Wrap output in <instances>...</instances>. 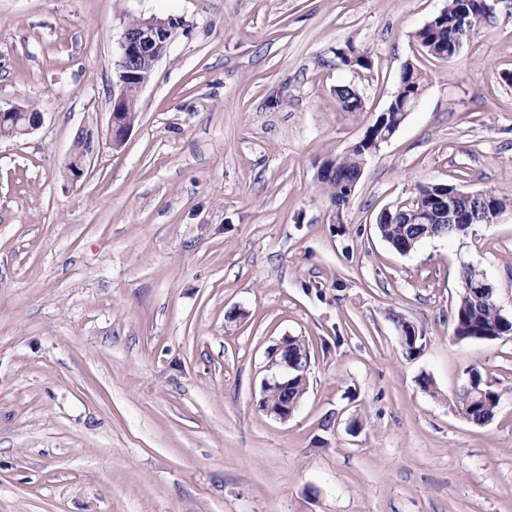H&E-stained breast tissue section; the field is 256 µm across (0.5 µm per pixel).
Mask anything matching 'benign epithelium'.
<instances>
[{
    "instance_id": "benign-epithelium-1",
    "label": "benign epithelium",
    "mask_w": 512,
    "mask_h": 512,
    "mask_svg": "<svg viewBox=\"0 0 512 512\" xmlns=\"http://www.w3.org/2000/svg\"><path fill=\"white\" fill-rule=\"evenodd\" d=\"M178 22L173 17L156 14L141 15L135 18V24L124 27L118 42L119 80L112 94V108L107 135L112 146L121 147L130 131L122 118V113L130 107L131 95H139L150 81L151 71L162 59L168 48L171 36ZM43 122V113H32L28 107L13 105L0 106V136L4 138L25 137L38 129ZM95 144L80 154L69 153L66 164L67 177L79 181L85 174L88 163L99 148V134L92 133ZM288 339H283L271 356V364L281 368V374L265 385H288V370L300 367L309 369V365H300L293 352L289 350Z\"/></svg>"
}]
</instances>
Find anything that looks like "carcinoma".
Listing matches in <instances>:
<instances>
[{"label":"carcinoma","mask_w":512,"mask_h":512,"mask_svg":"<svg viewBox=\"0 0 512 512\" xmlns=\"http://www.w3.org/2000/svg\"><path fill=\"white\" fill-rule=\"evenodd\" d=\"M497 13L489 8V0H448L447 6L414 33L415 41L430 55L454 57L461 49L464 39L478 28L495 21ZM341 61L356 69L372 67L370 53L347 46L340 53ZM423 72L406 64L399 85L387 108L367 128L364 138L353 144L344 154L330 159L322 165L319 182L336 209L349 204L348 189L360 181L362 159L368 157V149L381 135L398 129L406 119V103L410 98H419L426 88ZM336 99L345 112L364 110L363 99L357 88L342 85L336 88ZM443 184L420 186L416 195L401 205L382 212L377 218L380 236L397 252L407 254L425 239L465 235L478 222L493 220L507 208L512 207V195L490 193L483 208L470 200L456 201L458 211L465 221L461 224H444L433 221L424 224V210L439 198ZM453 189V186L446 187ZM454 333L461 339H497L512 334V320L505 318L492 299L477 298L462 292L453 314ZM308 386V375L295 372L288 377L285 388L273 385L265 391L264 403L276 407L288 401H301ZM499 405V395L482 383L481 376L473 375L472 382L460 395L458 406L471 422L482 425L491 420Z\"/></svg>","instance_id":"obj_1"}]
</instances>
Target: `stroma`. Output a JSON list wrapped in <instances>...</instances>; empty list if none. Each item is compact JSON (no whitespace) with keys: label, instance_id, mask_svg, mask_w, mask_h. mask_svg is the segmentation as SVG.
Masks as SVG:
<instances>
[{"label":"stroma","instance_id":"1","mask_svg":"<svg viewBox=\"0 0 512 512\" xmlns=\"http://www.w3.org/2000/svg\"><path fill=\"white\" fill-rule=\"evenodd\" d=\"M445 5L0 0V105L44 116L0 139V512H512V335L452 323L466 265L512 319V207L407 255L376 228L422 185L512 193V0L440 59L413 34ZM151 13L179 25L116 149L117 42ZM408 63L426 89L336 210L318 171ZM287 336L310 367L283 422L260 403ZM476 371L482 425L457 406ZM336 99L340 108L345 112H360L364 109L363 99L354 86H338L336 88ZM88 132L92 133V138L96 143L88 147L87 150L80 154H74V147L69 153L68 162L66 164V174L67 177L73 182L79 181L84 176L88 163L92 160L100 145L98 132L95 133L90 129H81L78 132L76 138L81 139ZM498 405L499 395L482 383L479 374L473 375L472 382L458 400V406L462 414L478 425L491 420Z\"/></svg>","mask_w":512,"mask_h":512}]
</instances>
